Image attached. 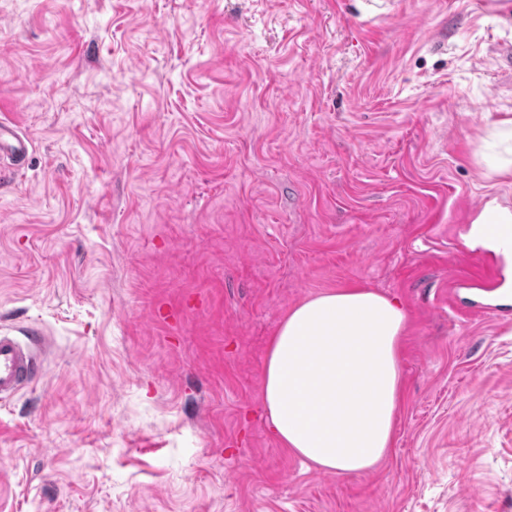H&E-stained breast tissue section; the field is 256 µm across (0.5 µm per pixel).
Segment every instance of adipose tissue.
Masks as SVG:
<instances>
[{
  "label": "adipose tissue",
  "instance_id": "adipose-tissue-1",
  "mask_svg": "<svg viewBox=\"0 0 512 512\" xmlns=\"http://www.w3.org/2000/svg\"><path fill=\"white\" fill-rule=\"evenodd\" d=\"M407 314L365 288L293 306L267 353L262 393L281 448L337 474L373 469L393 444Z\"/></svg>",
  "mask_w": 512,
  "mask_h": 512
}]
</instances>
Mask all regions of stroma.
<instances>
[{"label":"stroma","instance_id":"35a3bbf8","mask_svg":"<svg viewBox=\"0 0 512 512\" xmlns=\"http://www.w3.org/2000/svg\"><path fill=\"white\" fill-rule=\"evenodd\" d=\"M512 0H0V332L49 344L0 400V512H512V265L463 235L512 208ZM409 314L396 440L331 474L261 385L295 304ZM28 140L21 135L19 128L11 122H0V177L4 169H11L3 163V152H10L15 160H20L28 151Z\"/></svg>","mask_w":512,"mask_h":512}]
</instances>
